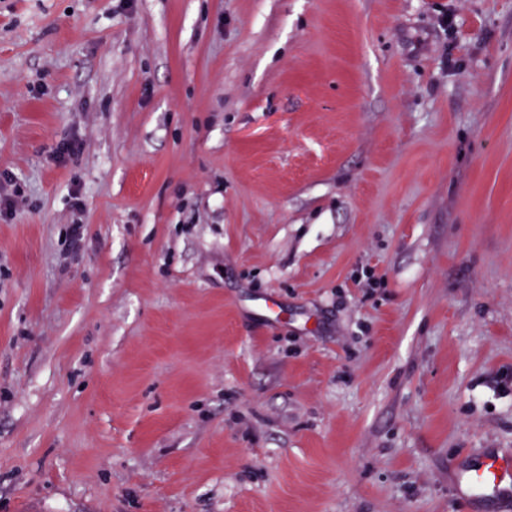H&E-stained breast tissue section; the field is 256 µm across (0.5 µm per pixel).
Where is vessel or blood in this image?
I'll return each instance as SVG.
<instances>
[{
  "label": "vessel or blood",
  "mask_w": 512,
  "mask_h": 512,
  "mask_svg": "<svg viewBox=\"0 0 512 512\" xmlns=\"http://www.w3.org/2000/svg\"><path fill=\"white\" fill-rule=\"evenodd\" d=\"M455 490L512 512V449L489 453L457 465L452 472Z\"/></svg>",
  "instance_id": "b4317fda"
}]
</instances>
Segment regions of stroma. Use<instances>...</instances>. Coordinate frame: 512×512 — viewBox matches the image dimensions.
<instances>
[{
  "instance_id": "35a3bbf8",
  "label": "stroma",
  "mask_w": 512,
  "mask_h": 512,
  "mask_svg": "<svg viewBox=\"0 0 512 512\" xmlns=\"http://www.w3.org/2000/svg\"><path fill=\"white\" fill-rule=\"evenodd\" d=\"M5 174L0 512H475L512 0H0Z\"/></svg>"
}]
</instances>
